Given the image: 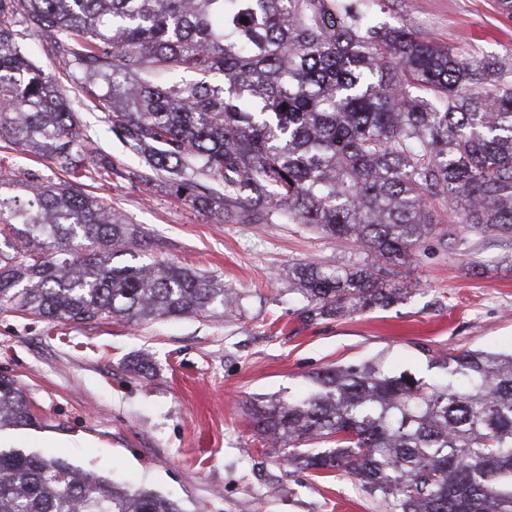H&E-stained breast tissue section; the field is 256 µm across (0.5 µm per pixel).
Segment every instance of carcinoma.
I'll list each match as a JSON object with an SVG mask.
<instances>
[{"mask_svg": "<svg viewBox=\"0 0 512 512\" xmlns=\"http://www.w3.org/2000/svg\"><path fill=\"white\" fill-rule=\"evenodd\" d=\"M375 6L389 0H0V141L68 175L112 169L88 155L58 80L31 56L41 35L112 134L184 201L237 224H308L371 257L293 267L307 319L388 307L412 288L391 267L449 225L512 236V58L369 25ZM185 72L195 78L173 80ZM144 243L139 225L65 180L0 196V310L72 325L232 310L224 281L157 261ZM437 367L430 383L378 362L328 368L309 395L251 415L290 457L348 470L393 512H512V353L452 352ZM33 418L0 376V429ZM0 512L184 510L64 459L0 449Z\"/></svg>", "mask_w": 512, "mask_h": 512, "instance_id": "cac0c4a2", "label": "carcinoma"}]
</instances>
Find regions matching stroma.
<instances>
[{
	"mask_svg": "<svg viewBox=\"0 0 512 512\" xmlns=\"http://www.w3.org/2000/svg\"><path fill=\"white\" fill-rule=\"evenodd\" d=\"M382 19L480 55L512 53V17L496 0H394ZM42 68L65 89L114 172L91 171L81 190L140 224L148 253L223 280L239 305L132 324L48 323L0 311V376L32 403L35 423L13 447L60 456L134 488L178 501L184 512H392L391 502L346 470L288 462L251 419L254 403L307 392L337 365L381 361L386 371L434 381L436 359L460 350L512 352V237L457 229L430 238L403 267L415 288L388 308L308 320L288 279L299 263L348 265L365 253L277 219L219 223L160 180L112 137L103 111L41 38ZM64 174L49 160L0 142V194L24 195ZM150 365L141 374L138 362Z\"/></svg>",
	"mask_w": 512,
	"mask_h": 512,
	"instance_id": "obj_1",
	"label": "stroma"
}]
</instances>
